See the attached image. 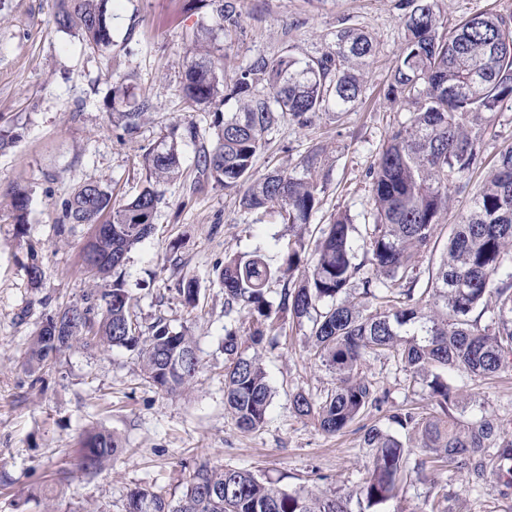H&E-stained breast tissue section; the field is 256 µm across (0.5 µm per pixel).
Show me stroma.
Masks as SVG:
<instances>
[{
	"instance_id": "1",
	"label": "stroma",
	"mask_w": 512,
	"mask_h": 512,
	"mask_svg": "<svg viewBox=\"0 0 512 512\" xmlns=\"http://www.w3.org/2000/svg\"><path fill=\"white\" fill-rule=\"evenodd\" d=\"M234 3L238 24L225 28L210 8H190L189 0H110L112 44L94 50L57 30V0H0V129L19 133L0 151V512H43V501L27 494L56 482L59 512H125L138 488L179 498L203 462L249 470L286 490L352 492L369 462L366 428L384 422L386 410L427 403L421 384L398 363L369 358L358 373L388 391L385 410H370L341 433H322L314 417L293 413L292 399L299 392L326 393L336 379L314 354L309 324L288 320L276 348L263 354L273 391L265 426L243 431L224 408L221 345L229 320L217 270L225 256L253 252L279 265L289 229L241 208L238 192L198 172L200 148L214 143L212 116L189 108L179 82L200 29L217 30L211 58L223 62L228 78L259 56L318 57L344 20L373 37L374 63L359 102L347 112L319 113L305 127L281 120L256 161L259 176L275 169L299 175L311 163L319 209L302 230L306 241L335 214L370 215L369 171L392 132L410 118L408 108L384 97L403 36L398 0ZM144 99L155 109L136 133L112 125L108 103L128 111ZM189 124L197 134L176 139L180 172L160 187L155 229L129 253L124 271L138 335L148 336L159 319L172 330H188L201 360L195 378L182 392L157 391L136 351L123 347L79 345L52 366H29L28 342L45 317L58 304L81 302L92 286L80 269V249L92 228L66 223V199L78 186L97 182L114 203L131 200L146 180V153L169 140L173 127ZM509 147L512 100L484 120L482 163L453 193L421 274L438 265L454 225ZM17 187L30 196L21 230L11 205ZM34 257L43 271L37 288L27 271ZM187 280L199 288L192 307L177 292ZM448 382L460 405L512 424V371L474 380L452 375ZM94 426L112 431L121 450L111 467L89 476L75 448ZM441 495L450 512H512V486L493 477L482 488L468 486L453 465L408 478L379 512H430Z\"/></svg>"
}]
</instances>
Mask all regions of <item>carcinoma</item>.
Listing matches in <instances>:
<instances>
[{"label":"carcinoma","mask_w":512,"mask_h":512,"mask_svg":"<svg viewBox=\"0 0 512 512\" xmlns=\"http://www.w3.org/2000/svg\"><path fill=\"white\" fill-rule=\"evenodd\" d=\"M109 0H59L57 28L79 37L92 49L112 44ZM217 17L235 21L232 0H208ZM404 37L387 85L386 98L408 108L409 123L388 138L371 177L373 222L363 239L347 213L319 228L308 273L293 280L305 244L293 234L283 246V262L271 267L261 254L230 255L218 273L224 286V315L246 312L249 327L225 330L223 349L225 404L241 429L255 431L268 419L272 389L261 353L277 343V320L311 323L309 339L323 365L336 375L334 390L320 398L297 393L299 416L315 415L319 428L336 434L367 410L378 409L387 393L358 376L366 358L389 356L421 383L432 409L388 415V426L372 425L364 443L370 462L358 489L365 507L398 497L407 478L410 450L391 427L418 434L419 447L434 461L456 464L467 481L478 484L505 469L512 472V437L488 416L465 417L455 405L439 368L469 378L500 373L512 356V148L499 153L494 169L461 217L430 285L416 292L419 263L426 256L453 188L480 163L482 115L512 100V18L477 13L448 28L439 0H399ZM372 37L353 26L336 30L318 58L259 56L224 85L213 63L203 57L185 65L181 92L195 110L213 112L212 149L197 166L226 190L242 192L247 210L275 215L289 228L307 225L318 205L309 177L285 170L254 176L265 135L281 118L300 126L320 112H346L360 99ZM224 105V111L215 109ZM153 109L147 100L130 111L110 104L112 124L131 135ZM149 179L129 202L112 204V193L98 183L78 187L65 202L71 224H93L82 248L84 272L99 287L81 303L65 304L47 315L59 325L52 342L45 327L33 336L28 361L54 364L77 344L138 350L148 382L172 393L189 385L200 368L193 338L174 332L163 320L151 335H135L133 296L119 269L127 254L154 229L158 184L174 178L176 142L152 148L145 156ZM15 224H27L29 196L13 192ZM363 259L357 260L358 250ZM282 283L279 301L267 299L269 285ZM363 303L342 295L355 282ZM79 465L95 474L112 461L118 441L112 432L93 428L78 442ZM351 494L285 490L248 470L198 465L182 496L169 500L147 488L131 492L126 512H350Z\"/></svg>","instance_id":"cac0c4a2"}]
</instances>
